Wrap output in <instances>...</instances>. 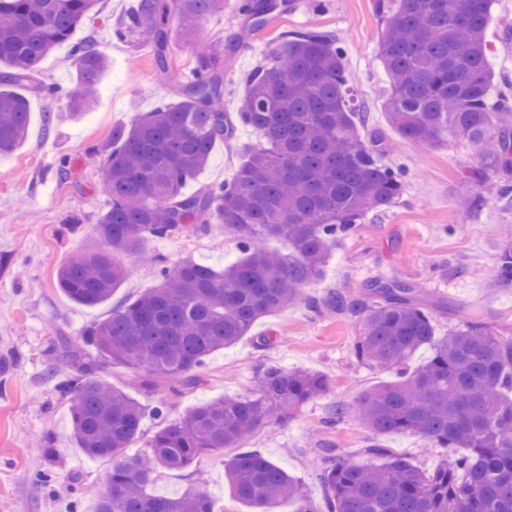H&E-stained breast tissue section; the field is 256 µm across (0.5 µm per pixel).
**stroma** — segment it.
Wrapping results in <instances>:
<instances>
[{"label":"stroma","mask_w":512,"mask_h":512,"mask_svg":"<svg viewBox=\"0 0 512 512\" xmlns=\"http://www.w3.org/2000/svg\"><path fill=\"white\" fill-rule=\"evenodd\" d=\"M241 2L226 0L223 11L201 19L194 34L198 42H222L228 52L225 112L236 115L245 74L280 31L312 28L336 34L354 78L356 104L369 114L361 133L383 138L385 162L406 166L404 193L386 213L368 217L337 243L321 279L309 290L320 303L318 310L291 306L258 319L248 336L206 358L193 389L174 393L165 387L150 392L132 387L135 371L122 365L110 368L106 377L147 407L166 405L165 419H144L129 448L135 454L144 451L164 423L177 421L197 404L252 395L267 367L324 375L328 390L323 396L288 420L267 419L248 442L320 503L325 493L316 467L319 455L330 448L357 461L371 438L354 415L332 422L333 406L354 405L364 391L391 378L358 362V324L327 307V299L359 293L373 280L396 279L421 286L437 337L467 324L512 336V286L494 287L488 279L502 247L512 241V203L495 198L499 186H512V170L478 179L480 160L472 148L420 144L391 126L381 98L387 85L378 57L383 25L373 0H299L296 11L274 12L267 27L245 43L237 38L247 23ZM133 5L134 0H99L97 15L74 35L78 41L98 42L110 59L97 85L96 108L74 121L67 116L65 99L30 95L28 138L0 158V512H64L74 499L80 502L79 512H94L111 470V462L89 459L77 448L69 398L47 377L53 367L70 377L78 373V362L61 359L60 339L79 342L82 329L105 319L113 305L156 286L161 266L190 258L220 269L241 256L236 239L219 226L177 230L147 240L149 260L134 262L111 302L83 307L57 285L58 267L96 244L97 218L109 204L101 188L104 158L90 153V145L103 141L113 126L132 125L139 112L178 100L181 84L192 77L194 63L187 51H173L171 76L163 80L148 34L115 36L116 22ZM510 30L512 0H492L487 36L499 77L512 78ZM48 107L56 115L50 126L43 122ZM255 141L250 127L238 126L234 139L214 146L208 166L186 184V192L231 178L243 151ZM62 161L68 169L63 179L57 175ZM277 333L281 342L258 346L259 337ZM382 442L422 471L432 470L442 454L407 434H390ZM46 444L54 455L43 453ZM224 459V453H212L184 469L159 470L148 491L170 497L203 491L222 512H258L234 495L224 477Z\"/></svg>","instance_id":"1"}]
</instances>
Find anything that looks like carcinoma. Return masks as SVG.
<instances>
[{
  "label": "carcinoma",
  "instance_id": "obj_1",
  "mask_svg": "<svg viewBox=\"0 0 512 512\" xmlns=\"http://www.w3.org/2000/svg\"><path fill=\"white\" fill-rule=\"evenodd\" d=\"M492 0H374L385 23L379 56L388 78L384 108L406 139L432 146L456 142L480 152L484 178L512 166V127L488 103L495 78L486 37ZM97 0H0V156L28 137L26 89L62 97L78 119L97 99L109 68L98 43L71 45L77 78L69 89L37 81L41 62L70 41L94 13ZM224 8V0H137L115 29L145 31L162 72L172 42L194 58L193 78L180 100L160 104L129 127L117 125L92 152L105 157L103 191L110 206L97 222L99 247L57 270V283L75 303L112 299L130 273L115 260L134 261L150 237L176 229L222 224L242 257L215 270L192 259L159 269V284L112 309L84 329L80 342L61 340L63 356L82 359L79 374L59 383L71 395L76 446L91 458L112 460L97 512H214L204 493L162 497L147 493L158 470L182 469L204 455L235 448L225 474L243 502L274 512L284 500L295 512H512V337L470 325L437 340L432 316L413 285L372 281L369 292L336 295V310L355 319L358 361L393 371L397 379L364 392L355 412L374 434L365 463L331 451L319 458L327 508L307 497L280 466L247 437L269 416L286 419L328 390L326 378L271 366L255 397L220 398L193 407L159 429L146 451L126 454L141 430L144 408L110 385L106 370L122 364L140 372L139 386L190 389L212 352L232 346L256 321L295 303L317 301L306 289L318 281L339 239L370 214L401 197L406 169L382 161V140H365L352 77L336 36L285 29L262 62L244 77L238 119L263 145L251 149L232 178L186 195L182 187L208 164L235 124L224 112V46L190 39L195 24ZM272 0H248L241 11L256 33L274 10ZM269 238L288 242L282 252ZM512 285V243L490 276ZM425 345L433 355L411 369ZM403 433L446 455L423 472L380 442Z\"/></svg>",
  "mask_w": 512,
  "mask_h": 512
}]
</instances>
